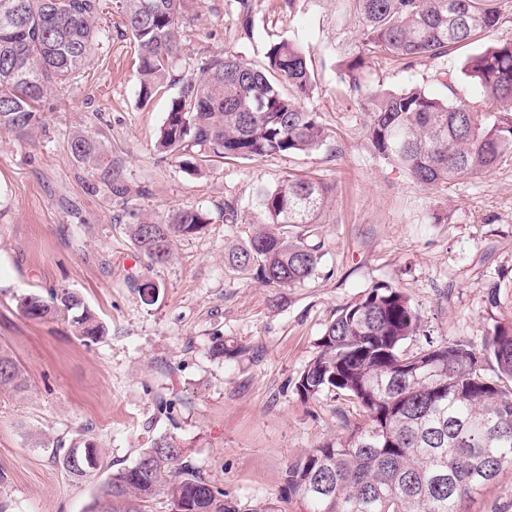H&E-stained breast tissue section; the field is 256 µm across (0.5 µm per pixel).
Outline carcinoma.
<instances>
[{
    "label": "carcinoma",
    "mask_w": 512,
    "mask_h": 512,
    "mask_svg": "<svg viewBox=\"0 0 512 512\" xmlns=\"http://www.w3.org/2000/svg\"><path fill=\"white\" fill-rule=\"evenodd\" d=\"M355 10L353 45L337 63L340 82L365 112V138L378 159L395 165L425 188L474 178L512 157V42L470 55L462 72L484 96L474 112L457 97L422 88L373 90L363 82L369 61L392 57L407 67L436 58L491 33L504 18L503 0H343ZM100 0H0V129L26 135L41 123L38 106L52 87L88 61L99 37ZM124 26L138 43L139 98L148 102L164 87L180 60L179 29L187 0H122ZM287 84L289 92L281 89ZM314 84L311 56L299 43L270 45L255 66L233 54L214 56L200 75L181 79L157 140V150L197 172L216 157L254 161L272 155L317 150L327 135L307 110ZM72 157L106 165L104 145L78 129ZM332 188L292 175L260 186L252 208L260 220L244 245L224 262L273 287H292L314 275L322 257L320 217ZM224 223L245 224L237 203L224 202ZM207 224L196 209H181L165 221L130 225L136 247L154 264L170 256L171 240ZM30 319L73 313L79 336L94 342L105 327L66 288L51 301L18 298ZM421 318L401 289L372 287L326 327L316 356L295 388L304 399L346 398L356 421L346 434L329 438L290 462L276 497L241 502L205 480L183 461V449L155 438L135 464L112 472L86 512H155L158 496L186 503L187 512H466L471 495L512 466V322L494 326L481 348L433 343L405 350ZM493 361L497 379L484 373ZM25 379L0 351V388L20 389ZM71 468L72 452L52 449L69 472L84 477L103 467Z\"/></svg>",
    "instance_id": "obj_1"
}]
</instances>
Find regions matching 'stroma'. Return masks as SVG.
Listing matches in <instances>:
<instances>
[{
  "instance_id": "stroma-1",
  "label": "stroma",
  "mask_w": 512,
  "mask_h": 512,
  "mask_svg": "<svg viewBox=\"0 0 512 512\" xmlns=\"http://www.w3.org/2000/svg\"><path fill=\"white\" fill-rule=\"evenodd\" d=\"M243 30L237 0H189L183 56L173 83L140 102L139 48L124 31L121 0H101L99 41L87 64L43 99V123L21 136L0 129V350L27 386L0 389V512H85L109 469L132 465L158 437L173 438L205 480L247 502L276 496L288 464L344 434L350 404L304 400L295 383L326 326L378 285L405 290L421 314L416 352L428 342L481 346L512 321V159L478 178L427 189L368 150L364 112L336 74L349 17L335 0H250ZM308 50L316 87L306 106L329 135L307 153L258 161L216 160L191 173L155 147L179 79L227 52L259 65L270 43ZM469 48L406 67L378 58L366 71L376 89L444 93L483 102L462 67ZM101 139L113 195L100 169L77 162L69 137ZM333 193L322 218L324 255L304 284L274 288L225 266L224 250L248 227L224 221L225 201L248 206L257 185L288 175ZM210 218L173 239L171 258L152 264L130 224L182 208ZM76 291L108 328L79 338L67 314L26 317L22 294ZM233 357L213 354L216 339ZM170 403L169 413L157 410ZM91 442L104 469L83 478L54 457L56 446ZM468 512H512V467L475 494Z\"/></svg>"
}]
</instances>
